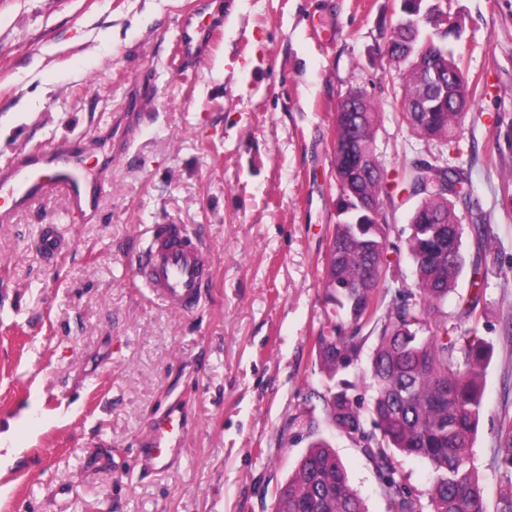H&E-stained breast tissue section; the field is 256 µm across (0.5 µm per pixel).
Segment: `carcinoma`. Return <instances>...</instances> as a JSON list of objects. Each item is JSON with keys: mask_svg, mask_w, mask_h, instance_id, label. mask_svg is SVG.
<instances>
[{"mask_svg": "<svg viewBox=\"0 0 512 512\" xmlns=\"http://www.w3.org/2000/svg\"><path fill=\"white\" fill-rule=\"evenodd\" d=\"M438 0H402L400 14L421 18L415 27L399 28L390 36L401 94L423 97L427 77L416 66V51L430 41L441 46L439 64L462 69L450 45L459 38L445 28ZM458 109L443 103L438 110L406 112L404 120L419 136L443 144L452 142L468 102L478 84L469 80L448 88ZM380 113L370 98L363 111L349 113L336 127L342 145L356 129L357 151L367 155L375 143ZM349 171L343 157L335 159V179L345 185L350 211L337 216L323 278L325 302L332 312L318 328L312 345L325 381L326 419L337 431L353 438L374 460L389 500V512H423L398 478L396 455L427 461L433 473L428 492L430 512H485L482 490L471 458L474 434L484 410L483 375L492 345L478 335L477 310L484 301L480 287L487 268L489 246L472 257L474 291L448 310L456 292L465 257L463 225L455 203L466 198L468 176L460 167L412 164L404 170L402 184L419 197L405 240L415 271L410 287L393 296L381 287L397 265L391 259L394 245L384 211L390 196L387 175L358 178L346 185ZM379 203L381 222L369 224L356 198ZM368 365L361 375L347 379L363 352ZM364 386L369 401L360 405L352 391ZM372 421L375 429L367 428ZM506 483L497 512H512V422L501 430L496 449ZM275 512H366L362 499L349 482L346 468L329 442H312L294 472L277 487Z\"/></svg>", "mask_w": 512, "mask_h": 512, "instance_id": "carcinoma-1", "label": "carcinoma"}]
</instances>
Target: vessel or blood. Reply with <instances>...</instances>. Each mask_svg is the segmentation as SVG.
<instances>
[{
    "mask_svg": "<svg viewBox=\"0 0 512 512\" xmlns=\"http://www.w3.org/2000/svg\"><path fill=\"white\" fill-rule=\"evenodd\" d=\"M224 32V20H200L188 14L180 22L177 48L184 61L205 57ZM62 194L70 212L86 213L98 201L88 173L71 153L33 148L23 151L0 169V222L8 223L17 213L51 194ZM64 245L55 225H45L39 249L46 262H55ZM136 271L146 286L164 305L191 313L205 295L213 272L207 266L197 236L181 224L151 225L135 258ZM185 427L180 417L166 413L152 419L148 437L137 460L142 467L162 470L178 456Z\"/></svg>",
    "mask_w": 512,
    "mask_h": 512,
    "instance_id": "vessel-or-blood-1",
    "label": "vessel or blood"
}]
</instances>
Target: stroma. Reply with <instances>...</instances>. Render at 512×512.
Returning a JSON list of instances; mask_svg holds the SVG:
<instances>
[{"mask_svg":"<svg viewBox=\"0 0 512 512\" xmlns=\"http://www.w3.org/2000/svg\"><path fill=\"white\" fill-rule=\"evenodd\" d=\"M224 37L184 70L176 38L194 4ZM395 0H0V168L71 141L101 204L80 218L50 194L0 223V512H274L275 491L325 437L368 512H388L379 473L326 420L311 338L336 222L338 100L363 90L381 114L376 152L403 245L415 161L469 178L463 249L491 244L479 323L493 345L473 448L486 512L512 420V0H451L453 46L480 91L457 143L415 135L394 100L386 44ZM53 224L57 265L36 247ZM151 224L199 235L213 268L202 308L144 288L134 257ZM187 428L181 461L137 464L153 417Z\"/></svg>","mask_w":512,"mask_h":512,"instance_id":"stroma-1","label":"stroma"}]
</instances>
